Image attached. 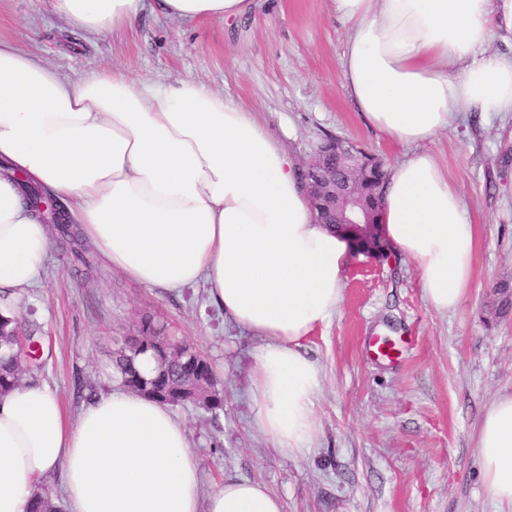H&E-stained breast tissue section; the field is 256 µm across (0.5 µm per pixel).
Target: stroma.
<instances>
[{
	"label": "stroma",
	"instance_id": "obj_1",
	"mask_svg": "<svg viewBox=\"0 0 512 512\" xmlns=\"http://www.w3.org/2000/svg\"><path fill=\"white\" fill-rule=\"evenodd\" d=\"M347 29L335 0H258L232 25L175 22L145 12L95 36L59 16L51 0H0V39L71 78L102 67L159 85L191 79L255 112L298 164L327 138L394 167L414 148L369 127L344 88ZM448 167L476 229L470 285L457 307L435 311L414 261L383 250L352 254L343 302L307 343L322 374L316 431L303 455L275 451L249 395L261 345L213 305L206 288H147L91 254L72 263L55 239L37 286L14 293L22 326L43 336L37 383L68 412L115 388L112 357L143 321L187 340L211 361L224 390L219 419L174 407L189 432L204 490L226 478L258 481L284 512H500L482 484L474 434L486 406L512 392V116L463 113L423 145ZM379 336L398 363L366 355Z\"/></svg>",
	"mask_w": 512,
	"mask_h": 512
}]
</instances>
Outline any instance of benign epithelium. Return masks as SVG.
I'll list each match as a JSON object with an SVG mask.
<instances>
[{
	"label": "benign epithelium",
	"instance_id": "benign-epithelium-1",
	"mask_svg": "<svg viewBox=\"0 0 512 512\" xmlns=\"http://www.w3.org/2000/svg\"><path fill=\"white\" fill-rule=\"evenodd\" d=\"M362 160L363 149L333 139L313 154L305 170L311 204L318 214L333 215L355 248L381 241L380 226L370 220L355 180Z\"/></svg>",
	"mask_w": 512,
	"mask_h": 512
}]
</instances>
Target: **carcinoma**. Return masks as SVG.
<instances>
[{"label":"carcinoma","mask_w":512,"mask_h":512,"mask_svg":"<svg viewBox=\"0 0 512 512\" xmlns=\"http://www.w3.org/2000/svg\"><path fill=\"white\" fill-rule=\"evenodd\" d=\"M386 173L380 162L365 163L359 173L360 187L368 198L380 195ZM18 320L12 316L0 315V396L22 382L28 375L35 377L41 368L38 337L29 336V352L23 357L10 354L15 340ZM151 351L155 357V368L150 376L139 369L137 357ZM113 373L122 387L156 400L164 405L183 406L192 404L218 419L224 410V391L219 389L215 373L205 356L190 354L176 355L169 339L145 321L138 330V336L125 341L112 360ZM29 512H62V508L46 492L33 494Z\"/></svg>","instance_id":"1"}]
</instances>
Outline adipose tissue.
Listing matches in <instances>:
<instances>
[{
  "mask_svg": "<svg viewBox=\"0 0 512 512\" xmlns=\"http://www.w3.org/2000/svg\"><path fill=\"white\" fill-rule=\"evenodd\" d=\"M177 20L229 21L255 0H157ZM349 34L345 87L369 126L414 153L389 169L379 216L421 272L427 303L454 310L470 283L473 224L448 170L418 145L460 113L512 114V0H335ZM91 34L132 26L145 0H52ZM0 158L70 200L84 237L150 288L204 283L262 341L250 377L273 449L307 452L320 369L303 348L343 301L349 245L318 224L302 172L253 112L192 80L156 87L118 69L71 80L0 42ZM50 232L0 177V288L33 286ZM474 449L483 485L512 510V393L486 407ZM62 476L70 512H284L261 483L203 493L189 434L171 411L115 389L65 416L46 385L0 396V512H27L37 483Z\"/></svg>",
  "mask_w": 512,
  "mask_h": 512,
  "instance_id": "obj_1",
  "label": "adipose tissue"
}]
</instances>
